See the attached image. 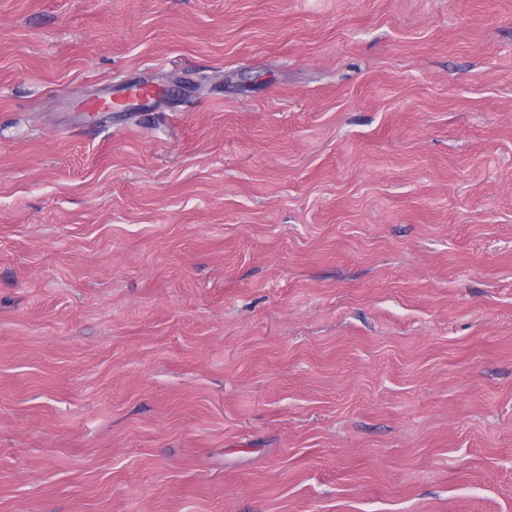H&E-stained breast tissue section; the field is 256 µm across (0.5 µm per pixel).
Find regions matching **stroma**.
I'll return each mask as SVG.
<instances>
[{"label":"stroma","instance_id":"obj_1","mask_svg":"<svg viewBox=\"0 0 512 512\" xmlns=\"http://www.w3.org/2000/svg\"><path fill=\"white\" fill-rule=\"evenodd\" d=\"M0 512H512V0H0ZM112 92L114 97L111 101L117 100V99H124L127 103L136 104V103H143L147 104L152 98L154 94H157L156 91L142 85H131V86H125L123 84H119L112 88ZM110 101V102H111ZM109 102V103H110Z\"/></svg>","mask_w":512,"mask_h":512}]
</instances>
